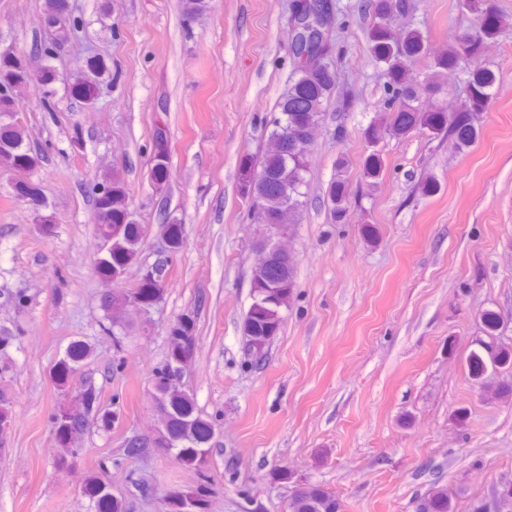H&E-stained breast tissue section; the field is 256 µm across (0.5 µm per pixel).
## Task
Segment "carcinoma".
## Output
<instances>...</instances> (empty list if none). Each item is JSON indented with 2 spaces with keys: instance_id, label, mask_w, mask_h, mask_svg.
Instances as JSON below:
<instances>
[{
  "instance_id": "cac0c4a2",
  "label": "carcinoma",
  "mask_w": 512,
  "mask_h": 512,
  "mask_svg": "<svg viewBox=\"0 0 512 512\" xmlns=\"http://www.w3.org/2000/svg\"><path fill=\"white\" fill-rule=\"evenodd\" d=\"M461 12L476 15V24L460 44L448 50L430 54L428 40L422 30L413 25L405 29L395 22L412 10L410 0H373L372 22L366 31L369 59L375 72L383 79L384 96L375 120L364 133L367 152L362 161V180L371 189L381 183L384 171L383 145L388 139H400L411 133L448 137L455 148L472 146L479 136L480 115L496 99L498 82L495 73L484 64L482 46L495 41L504 25L503 17L487 0H459ZM45 26L58 29L59 38L67 39L80 28V21L71 11L69 0H45L41 17ZM428 59V74L420 79L410 75V64ZM293 73L288 93L279 100L280 116L272 122L267 147L259 162L245 158L241 172L252 180L241 181L240 191L248 205L253 224L261 228L260 243L274 251V265L256 264L250 273L252 302L243 319V335L247 350L257 362L266 358L269 346L278 335L285 313L291 306L296 288V254L287 244L294 226L307 204L309 175L313 148L322 124L328 101L336 90L337 75L333 67L309 64L293 56ZM466 74L467 98L459 111L428 107L425 99H433L445 90L448 78L458 72ZM109 74L108 66L99 58L87 64V74L79 77L74 94L85 102L95 99L99 79ZM55 80L54 69L44 66L32 77L25 61L13 53H0V167L19 174L12 182V194L17 200L39 199L37 185L27 178L42 162L43 155L32 150L24 129L13 119L11 93L34 83L45 88ZM154 164L151 182L164 187L170 178L166 134L158 130L154 144ZM348 160L336 158V174L330 182L323 204L334 224L349 219L351 191L347 177ZM94 197V222L98 234L107 241L104 256L96 261L95 270L106 282L114 284L104 296L103 306L110 326H125L131 302L130 289L118 288L127 269L137 261L144 227L134 222L126 203V187L116 170L104 173ZM168 252L182 246V225L165 213L159 224ZM487 340L483 351H472L466 358L469 376L482 379L489 367L497 365L512 373V347L498 341L500 316L493 311L481 315ZM195 312L181 314L170 326L168 354L163 364L152 374L153 399L157 412L155 432L165 440L163 448L174 453L181 465L195 469L201 482L195 487L173 489L162 498L164 512H208L209 493L206 469L209 462V442L216 424L196 412L192 395L180 380L168 376V371L185 366L197 348ZM92 345L83 340L71 344L54 370L53 378L61 387L79 380L73 401L58 408L52 419L57 439L55 462L65 468L72 463L76 449L71 447L90 424L104 430L112 428L116 413L100 405V392L92 380L83 375L84 362L92 355ZM12 398L0 391V452L12 423ZM149 447L146 438L133 435L124 448L127 460L138 459ZM270 479L288 483L291 490L288 512H344L343 501L322 485L294 478L288 466L273 469ZM85 494L93 501L96 512H125L122 498L112 494V480L89 477ZM418 512H454L448 489L432 486L417 505ZM476 512H512V486L494 494L493 500L476 506Z\"/></svg>"
}]
</instances>
